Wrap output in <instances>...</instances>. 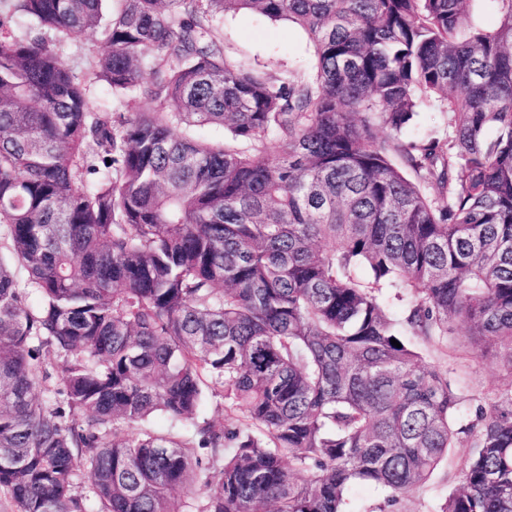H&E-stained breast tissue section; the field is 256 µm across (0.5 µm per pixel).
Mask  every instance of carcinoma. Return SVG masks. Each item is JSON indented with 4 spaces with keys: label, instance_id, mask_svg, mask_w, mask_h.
<instances>
[{
    "label": "carcinoma",
    "instance_id": "obj_1",
    "mask_svg": "<svg viewBox=\"0 0 512 512\" xmlns=\"http://www.w3.org/2000/svg\"><path fill=\"white\" fill-rule=\"evenodd\" d=\"M103 2L12 0L37 31L100 35L88 79L0 33V239L27 276L0 261L16 512H92L79 478L98 512H190L179 491L346 512L355 483L388 512L460 434L440 512H512V387L464 396L418 346L460 324L512 373V0ZM241 11L297 26L313 70L230 57L212 21ZM89 79L159 108L99 112ZM436 102L447 133L405 140ZM209 393L241 417L199 418Z\"/></svg>",
    "mask_w": 512,
    "mask_h": 512
}]
</instances>
